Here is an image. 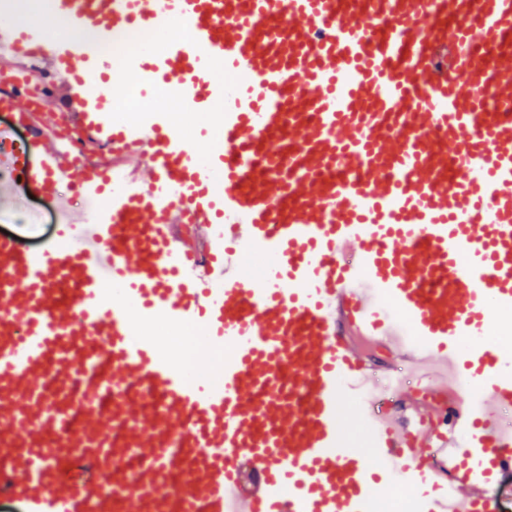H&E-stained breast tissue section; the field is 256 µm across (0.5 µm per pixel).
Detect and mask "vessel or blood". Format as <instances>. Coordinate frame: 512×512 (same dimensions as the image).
<instances>
[{"label":"vessel or blood","instance_id":"1","mask_svg":"<svg viewBox=\"0 0 512 512\" xmlns=\"http://www.w3.org/2000/svg\"><path fill=\"white\" fill-rule=\"evenodd\" d=\"M74 34L23 70L0 23L7 152L32 194L101 197L39 247L0 233V505L22 512H495L512 467V0H50ZM118 64L98 54L128 31ZM81 59L82 72L71 61ZM223 66L225 80L211 78ZM155 79L168 120L116 121L109 85ZM183 330L202 355L178 357ZM379 345L462 367L405 411L369 402ZM357 403L370 452L340 442ZM63 452L45 457L50 434ZM143 42L136 34L128 35L121 43L112 44L111 42L103 44L100 49L103 53L118 57L117 61L122 62L126 58L140 52ZM487 495L498 503L496 512H512V469L499 474L493 484L487 486Z\"/></svg>","mask_w":512,"mask_h":512}]
</instances>
